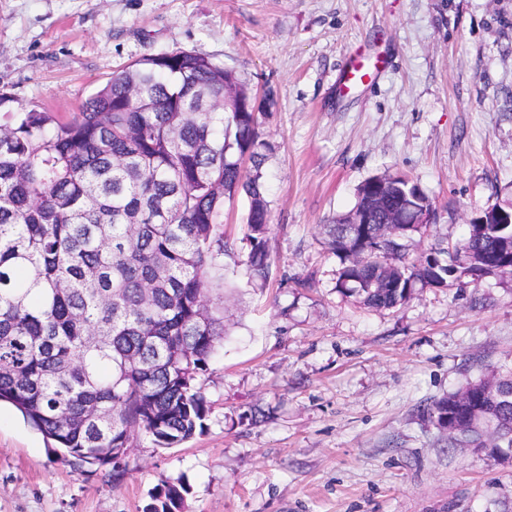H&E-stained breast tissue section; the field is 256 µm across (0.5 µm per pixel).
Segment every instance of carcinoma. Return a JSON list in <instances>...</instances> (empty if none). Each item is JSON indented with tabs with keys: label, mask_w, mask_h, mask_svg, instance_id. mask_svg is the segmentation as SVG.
<instances>
[{
	"label": "carcinoma",
	"mask_w": 512,
	"mask_h": 512,
	"mask_svg": "<svg viewBox=\"0 0 512 512\" xmlns=\"http://www.w3.org/2000/svg\"><path fill=\"white\" fill-rule=\"evenodd\" d=\"M235 74L192 52L146 55L112 73L76 118L12 109L0 93V403L53 444L62 463L110 466L138 432L163 448L204 427L200 379L224 343V199L248 201L249 278L276 277L271 211L260 172L270 143L250 95L224 97ZM249 159L253 170L243 166ZM369 224L327 225L341 268L336 287L376 310L416 284L442 288L461 268L493 274L501 249L489 224L460 244L408 258L427 228L391 224L418 184L386 174ZM480 379L433 401L428 417L481 413L451 445L502 430L512 448V396L483 397ZM187 487L163 484L145 512H182Z\"/></svg>",
	"instance_id": "obj_1"
}]
</instances>
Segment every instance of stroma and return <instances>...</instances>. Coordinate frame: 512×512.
Masks as SVG:
<instances>
[{"mask_svg": "<svg viewBox=\"0 0 512 512\" xmlns=\"http://www.w3.org/2000/svg\"><path fill=\"white\" fill-rule=\"evenodd\" d=\"M178 50L273 94L268 249L288 282L250 284L247 200H225L204 432L175 448L139 435L116 480L61 463L1 405L0 512H143L178 477L184 512H512V459L449 447L425 413L512 368V275L379 311L337 289L325 234L386 172L435 206L413 256L512 203V0H0V90L63 119L116 69ZM355 51L385 63L339 92Z\"/></svg>", "mask_w": 512, "mask_h": 512, "instance_id": "1", "label": "stroma"}]
</instances>
